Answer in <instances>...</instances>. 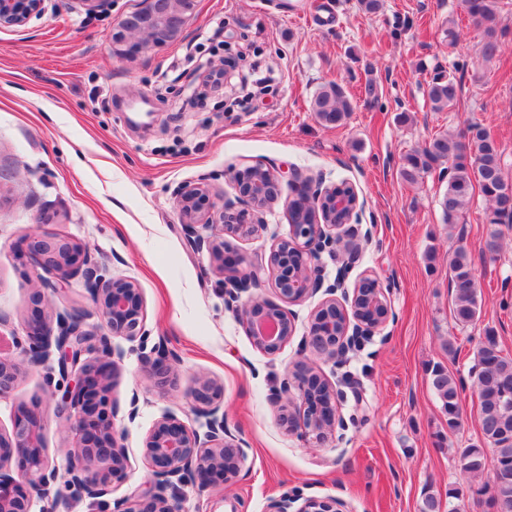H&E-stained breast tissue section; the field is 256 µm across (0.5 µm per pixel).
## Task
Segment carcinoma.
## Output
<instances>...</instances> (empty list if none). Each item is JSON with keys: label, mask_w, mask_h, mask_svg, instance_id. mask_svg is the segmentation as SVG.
Here are the masks:
<instances>
[{"label": "carcinoma", "mask_w": 512, "mask_h": 512, "mask_svg": "<svg viewBox=\"0 0 512 512\" xmlns=\"http://www.w3.org/2000/svg\"><path fill=\"white\" fill-rule=\"evenodd\" d=\"M465 13L483 27L484 38L477 53L485 60L502 49L505 32L498 28L497 0H460ZM459 83L451 73L435 74L428 83L427 98L432 110L441 112L457 99ZM317 119L325 125L339 126L352 106L344 90L330 84L319 91L312 103ZM448 173V186L439 199L444 223L453 225L469 206L474 192L487 203L486 222H512V181L505 177L502 155L494 138L478 123H469L457 132H440L422 146L401 158L399 174L409 184L424 182L434 171ZM451 305L455 321L472 323L479 315L478 281L474 263L463 245L448 256ZM474 386L480 406V427L493 451V462L512 467V358L481 346L475 354ZM432 386L448 417V428L461 425L460 386L442 367L432 369ZM462 470L484 472L487 457L482 448L462 450Z\"/></svg>", "instance_id": "carcinoma-1"}]
</instances>
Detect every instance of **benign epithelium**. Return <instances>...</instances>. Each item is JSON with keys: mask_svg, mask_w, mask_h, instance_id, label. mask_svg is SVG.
Instances as JSON below:
<instances>
[{"mask_svg": "<svg viewBox=\"0 0 512 512\" xmlns=\"http://www.w3.org/2000/svg\"><path fill=\"white\" fill-rule=\"evenodd\" d=\"M48 0H0V27L22 26L41 15ZM195 0H142V6L123 15L112 27L116 52L135 57L153 46L178 38L192 16ZM266 172L268 181L260 202L253 184L254 174ZM239 191V205L221 207L211 201L202 183H188L176 195V208L185 237L191 247L207 250L222 275L224 303L238 318L253 344L268 353H277L294 335V326L285 310L255 297L266 276L274 279L279 297L291 303L320 292L327 295L310 317L302 349L330 359L374 335L387 321L390 304L385 289L376 278H364L352 298L354 319L344 318L341 334L333 324L318 326L322 312L339 306L334 298L343 287L357 253L341 250L346 239L344 227L362 210L359 199L350 200L336 192V185L295 176V196L308 197V205L320 211L317 224H289V233L275 244L268 266L245 264V260L224 256L227 238H244L265 228L263 214L279 195L277 175L260 165L233 170ZM342 214L336 221V214ZM24 258L32 269L55 275L47 280L37 276L32 288L30 311L26 315L24 352L32 364L42 363L56 350L60 373L72 377L70 387L57 406L67 416L75 432L73 446L66 450L64 487L78 499H98L106 495L114 481L123 478L127 468L125 453L118 445L114 419L119 408L109 398L111 379L107 364L87 358L96 351L111 355L110 338L139 340L145 371L166 384L175 379V355L164 340L147 346L149 336L143 326V298L137 284L109 274L82 243L66 235H51L40 229L25 240ZM338 264L336 278L326 283L322 254ZM79 279L91 296L100 320V330L88 329L86 314L76 308L51 314L50 293L60 284ZM374 293L382 315H364L360 291ZM17 363L0 358V395L15 383ZM313 371L304 361L297 363L274 397L279 424L297 431L311 447H322L336 440L341 425L336 390L326 387L318 394L312 389ZM193 409L203 419L200 432L184 425L176 415L166 413L152 426L143 441V455L151 463L152 481L144 490H135L114 503L113 512H180L179 494L186 486L210 487L221 481H237L247 457L245 443L233 438L224 416V386L215 379L201 377L189 394ZM17 462L18 477L4 473ZM58 478L43 448L40 417L26 407L14 415L12 430L0 432V512H32L34 494H50ZM268 512H348L345 501L336 497L303 496L286 492L270 502Z\"/></svg>", "mask_w": 512, "mask_h": 512, "instance_id": "obj_1", "label": "benign epithelium"}]
</instances>
